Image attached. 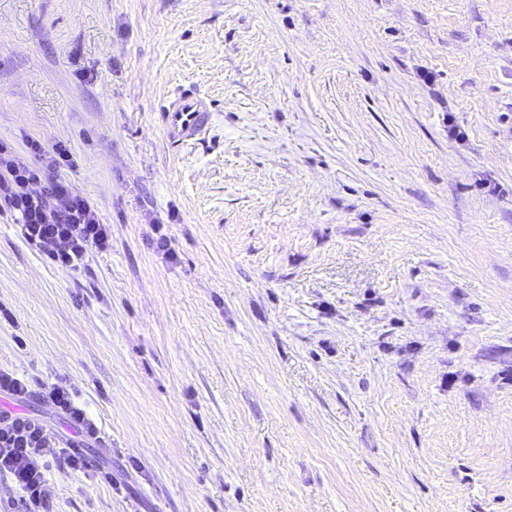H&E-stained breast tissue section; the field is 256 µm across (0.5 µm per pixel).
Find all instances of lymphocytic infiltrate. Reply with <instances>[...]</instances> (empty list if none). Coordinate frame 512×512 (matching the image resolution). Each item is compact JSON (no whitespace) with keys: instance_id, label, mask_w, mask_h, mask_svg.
<instances>
[{"instance_id":"f902f5d3","label":"lymphocytic infiltrate","mask_w":512,"mask_h":512,"mask_svg":"<svg viewBox=\"0 0 512 512\" xmlns=\"http://www.w3.org/2000/svg\"><path fill=\"white\" fill-rule=\"evenodd\" d=\"M28 148L37 164L23 161L11 144L0 140V210L9 211L22 239L55 267L78 271L88 252L110 248L112 230L94 203L60 174L72 156L58 144L45 150L36 140ZM79 431L78 441H63L46 421L22 413L0 412V474L13 482L25 512H48L45 494L46 452L56 449L69 469L81 471L89 463L80 444L96 440L97 428L73 394L56 383L40 393Z\"/></svg>"}]
</instances>
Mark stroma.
Returning a JSON list of instances; mask_svg holds the SVG:
<instances>
[{
    "label": "stroma",
    "mask_w": 512,
    "mask_h": 512,
    "mask_svg": "<svg viewBox=\"0 0 512 512\" xmlns=\"http://www.w3.org/2000/svg\"><path fill=\"white\" fill-rule=\"evenodd\" d=\"M1 137L112 230L0 212L11 409L98 431L49 512H512V0H0ZM212 113L206 101L188 90H180L158 112L159 125L174 146L194 143L210 126ZM28 148L44 160L41 165L23 161L9 142L0 140V210L12 214L22 239L50 264L76 272L88 252L110 248L111 227L101 222L94 203L61 176L63 167L72 166L65 145L47 151L32 140Z\"/></svg>",
    "instance_id": "stroma-1"
}]
</instances>
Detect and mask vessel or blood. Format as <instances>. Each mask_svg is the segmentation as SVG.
I'll list each match as a JSON object with an SVG mask.
<instances>
[{
  "label": "vessel or blood",
  "instance_id": "obj_1",
  "mask_svg": "<svg viewBox=\"0 0 512 512\" xmlns=\"http://www.w3.org/2000/svg\"><path fill=\"white\" fill-rule=\"evenodd\" d=\"M212 114L206 101L195 92L182 90L161 107L159 125L167 141L174 146L194 143L206 132Z\"/></svg>",
  "mask_w": 512,
  "mask_h": 512
}]
</instances>
